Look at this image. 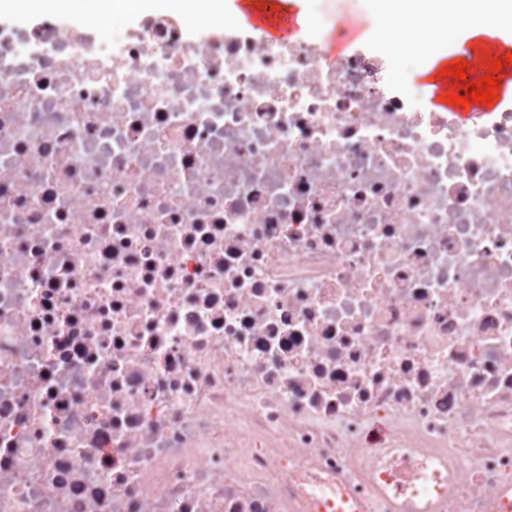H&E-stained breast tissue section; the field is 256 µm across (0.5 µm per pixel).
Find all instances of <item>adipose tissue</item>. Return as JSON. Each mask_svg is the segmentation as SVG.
Returning <instances> with one entry per match:
<instances>
[{"label": "adipose tissue", "mask_w": 512, "mask_h": 512, "mask_svg": "<svg viewBox=\"0 0 512 512\" xmlns=\"http://www.w3.org/2000/svg\"><path fill=\"white\" fill-rule=\"evenodd\" d=\"M373 25L366 36L392 56L413 54L422 65L421 81L436 78V67H450L453 60L467 59L482 39L495 37L505 10L512 0H504L493 12L463 11L453 23L438 26L435 17L447 9L445 0H411L410 12L397 9L393 0H365ZM0 11L19 15L79 16L100 23L138 13L179 14L189 24H219L227 19L224 0H0Z\"/></svg>", "instance_id": "adipose-tissue-1"}]
</instances>
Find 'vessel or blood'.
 <instances>
[{
    "instance_id": "1",
    "label": "vessel or blood",
    "mask_w": 512,
    "mask_h": 512,
    "mask_svg": "<svg viewBox=\"0 0 512 512\" xmlns=\"http://www.w3.org/2000/svg\"><path fill=\"white\" fill-rule=\"evenodd\" d=\"M233 7L240 21L246 26L260 30L273 40H292L301 31L298 16L292 10L289 0H232ZM497 45L491 44L480 54L472 57L466 72V83L436 84L432 93V104L436 109L451 111L457 116L483 115L488 111L487 106L479 102H470L469 106L446 103V96L456 94L466 96V85L478 81L488 73L487 65L494 57L500 56ZM388 494L393 499L402 502L407 512H442L448 497L447 487L435 485L429 488L426 496H419L413 481L408 479L392 482ZM312 512H364L361 502L349 491H339L336 498L319 497L312 505Z\"/></svg>"
}]
</instances>
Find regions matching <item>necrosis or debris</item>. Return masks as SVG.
I'll list each match as a JSON object with an SVG mask.
<instances>
[{
  "label": "necrosis or debris",
  "instance_id": "necrosis-or-debris-1",
  "mask_svg": "<svg viewBox=\"0 0 512 512\" xmlns=\"http://www.w3.org/2000/svg\"><path fill=\"white\" fill-rule=\"evenodd\" d=\"M445 512L512 482V104L154 15L0 24V512ZM388 494L405 504L404 510L410 512H441L448 497L445 486L434 485L429 488L425 498L418 500V490L415 483L408 479L392 482ZM336 499L318 497L312 505V512H363L364 506L348 490H337ZM331 509V510H329ZM335 509V510H332ZM345 509H351L349 511Z\"/></svg>",
  "mask_w": 512,
  "mask_h": 512
}]
</instances>
